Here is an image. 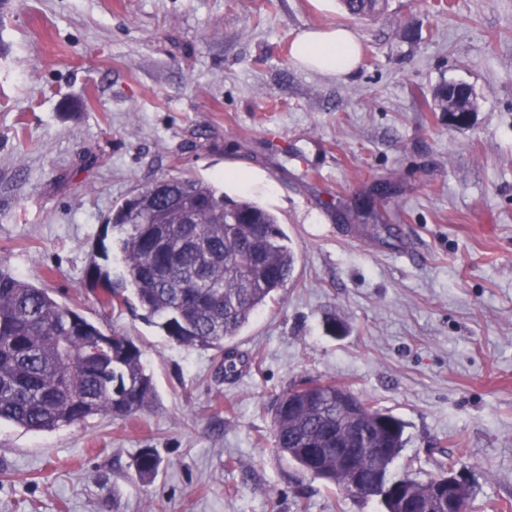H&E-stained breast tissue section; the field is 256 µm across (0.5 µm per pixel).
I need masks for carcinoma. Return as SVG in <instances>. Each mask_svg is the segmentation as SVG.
Here are the masks:
<instances>
[{
  "instance_id": "obj_1",
  "label": "carcinoma",
  "mask_w": 512,
  "mask_h": 512,
  "mask_svg": "<svg viewBox=\"0 0 512 512\" xmlns=\"http://www.w3.org/2000/svg\"><path fill=\"white\" fill-rule=\"evenodd\" d=\"M354 17H374L387 3L341 0ZM192 223H186V217ZM110 244H101L106 264H93L90 291L102 313L134 300L171 341L210 349L220 370L237 371L228 347L278 293L288 287L297 256L279 219L247 198L232 199L214 182L184 175L162 178L119 205L108 218ZM122 256L123 275L112 280V252ZM342 386L320 379L291 384L273 402L271 438L277 453L309 472L302 448L321 449L313 476L348 491L353 471L336 468V442H350L349 416L336 412ZM154 395L143 352L129 336L107 335L100 323L59 302L45 289L0 264V423L26 431H53L96 417L126 420ZM382 431L365 448L357 470L380 477V449L397 459L405 446L404 424ZM160 459L141 450V477L156 473Z\"/></svg>"
}]
</instances>
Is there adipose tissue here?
I'll return each mask as SVG.
<instances>
[{"instance_id": "ef3b65f1", "label": "adipose tissue", "mask_w": 512, "mask_h": 512, "mask_svg": "<svg viewBox=\"0 0 512 512\" xmlns=\"http://www.w3.org/2000/svg\"><path fill=\"white\" fill-rule=\"evenodd\" d=\"M291 56L301 67L327 76L351 74L361 56L357 35L344 27L307 30L292 43Z\"/></svg>"}]
</instances>
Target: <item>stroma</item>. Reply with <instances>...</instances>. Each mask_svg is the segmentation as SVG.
Here are the masks:
<instances>
[{
	"label": "stroma",
	"instance_id": "obj_1",
	"mask_svg": "<svg viewBox=\"0 0 512 512\" xmlns=\"http://www.w3.org/2000/svg\"><path fill=\"white\" fill-rule=\"evenodd\" d=\"M329 25L362 42L350 75L292 60ZM443 84L471 89L464 124ZM227 169L298 256L230 378L138 307L101 315L87 281L125 198ZM0 262L130 336L155 385L123 421L0 426V512H383L274 451L269 408L308 379L404 421L396 473L464 456L471 512H512V0H6ZM341 3L349 15L360 18L377 16L387 6V0L384 3L380 0H341Z\"/></svg>",
	"mask_w": 512,
	"mask_h": 512
}]
</instances>
